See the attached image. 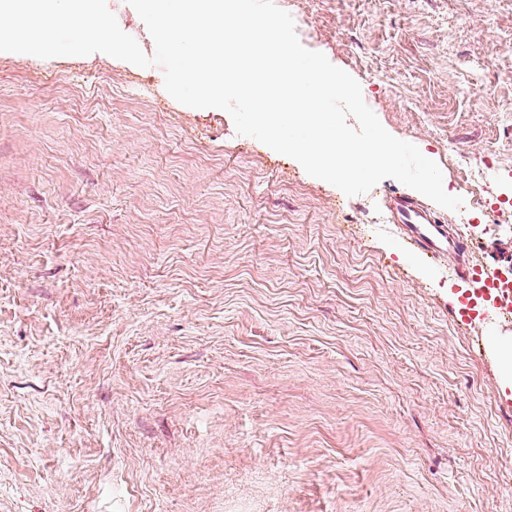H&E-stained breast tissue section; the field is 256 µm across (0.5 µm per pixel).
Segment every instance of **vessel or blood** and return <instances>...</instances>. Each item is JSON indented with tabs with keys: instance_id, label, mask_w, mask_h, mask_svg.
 I'll return each instance as SVG.
<instances>
[{
	"instance_id": "obj_1",
	"label": "vessel or blood",
	"mask_w": 512,
	"mask_h": 512,
	"mask_svg": "<svg viewBox=\"0 0 512 512\" xmlns=\"http://www.w3.org/2000/svg\"><path fill=\"white\" fill-rule=\"evenodd\" d=\"M387 209L391 224L400 229L416 252L450 260L458 280L467 285L473 297L484 300V308L477 315L484 350L489 356L498 355V335L512 325V282L505 273L512 265V255L504 251L497 253L493 262L471 264V240L450 234L446 217L424 206L416 196L393 193Z\"/></svg>"
}]
</instances>
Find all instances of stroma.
Masks as SVG:
<instances>
[{
  "label": "stroma",
  "mask_w": 512,
  "mask_h": 512,
  "mask_svg": "<svg viewBox=\"0 0 512 512\" xmlns=\"http://www.w3.org/2000/svg\"><path fill=\"white\" fill-rule=\"evenodd\" d=\"M512 244V0H275ZM0 52V512H512V390L451 264L217 108Z\"/></svg>",
  "instance_id": "obj_1"
}]
</instances>
